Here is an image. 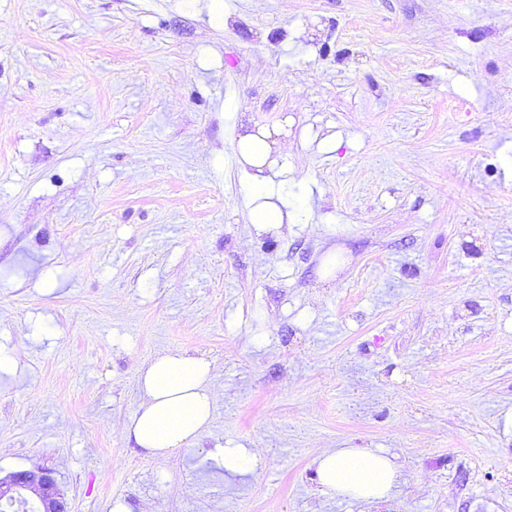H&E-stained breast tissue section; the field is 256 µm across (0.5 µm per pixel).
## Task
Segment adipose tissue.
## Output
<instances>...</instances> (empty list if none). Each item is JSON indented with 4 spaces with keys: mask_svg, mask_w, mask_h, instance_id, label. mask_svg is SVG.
Listing matches in <instances>:
<instances>
[{
    "mask_svg": "<svg viewBox=\"0 0 512 512\" xmlns=\"http://www.w3.org/2000/svg\"><path fill=\"white\" fill-rule=\"evenodd\" d=\"M281 128H259L239 136L237 154L249 186V222L257 233L280 232L295 220L288 203L273 190L288 176V158L276 151ZM212 367L202 356L182 350L160 353L138 372L140 403L124 425L127 440L147 456L168 458L199 441L214 413ZM324 494L348 501L388 498L397 487L396 456L377 448H338L315 462Z\"/></svg>",
    "mask_w": 512,
    "mask_h": 512,
    "instance_id": "adipose-tissue-1",
    "label": "adipose tissue"
}]
</instances>
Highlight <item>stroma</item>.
Returning a JSON list of instances; mask_svg holds the SVG:
<instances>
[{
	"mask_svg": "<svg viewBox=\"0 0 512 512\" xmlns=\"http://www.w3.org/2000/svg\"><path fill=\"white\" fill-rule=\"evenodd\" d=\"M0 0V480L71 512H512V0ZM287 125L253 235L240 123ZM214 368L201 441L120 435ZM242 445L253 472L212 450ZM399 457L391 498L312 462ZM211 363L203 356L171 350L156 355L138 372L140 403L124 435L153 458H169L199 441L214 413ZM397 458L377 448H337L314 465L320 489L330 498L377 501L388 498L399 483ZM22 492L35 496L40 512H70V506L57 487L53 471L46 468L19 471L0 481V503L15 500Z\"/></svg>",
	"mask_w": 512,
	"mask_h": 512,
	"instance_id": "1",
	"label": "stroma"
}]
</instances>
